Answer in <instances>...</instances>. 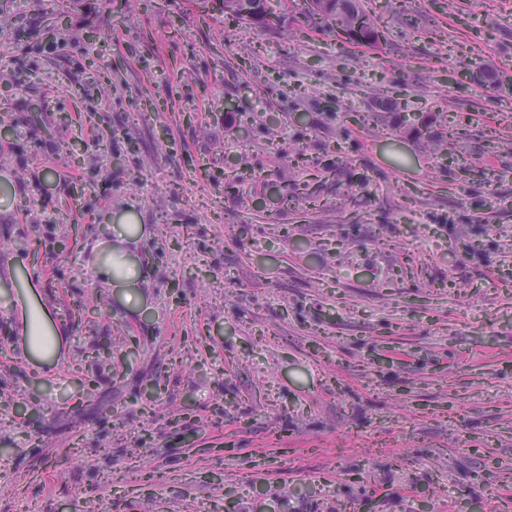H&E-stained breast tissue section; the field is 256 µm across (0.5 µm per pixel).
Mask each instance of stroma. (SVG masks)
I'll return each mask as SVG.
<instances>
[{
  "label": "stroma",
  "instance_id": "35a3bbf8",
  "mask_svg": "<svg viewBox=\"0 0 512 512\" xmlns=\"http://www.w3.org/2000/svg\"><path fill=\"white\" fill-rule=\"evenodd\" d=\"M381 21L371 47L221 0L0 13V126L34 131L0 139V512H512V93L455 80L512 83V0ZM386 84L455 151L375 113ZM125 224L139 310L94 272ZM224 4V15L233 19L250 21L263 28H275L286 37L298 35V30L288 28L287 19L280 17L271 18L272 12L269 0H222ZM272 19L275 22H272ZM276 26V27H274ZM282 29V30H280ZM22 329L30 354L44 361H51L58 355L61 348L60 336L48 312L41 303L38 302V304L30 306L25 311V314L23 313ZM46 330L49 332H46ZM41 336H47L49 341L48 346L44 349L35 347V343ZM35 348L38 350L35 351Z\"/></svg>",
  "mask_w": 512,
  "mask_h": 512
}]
</instances>
